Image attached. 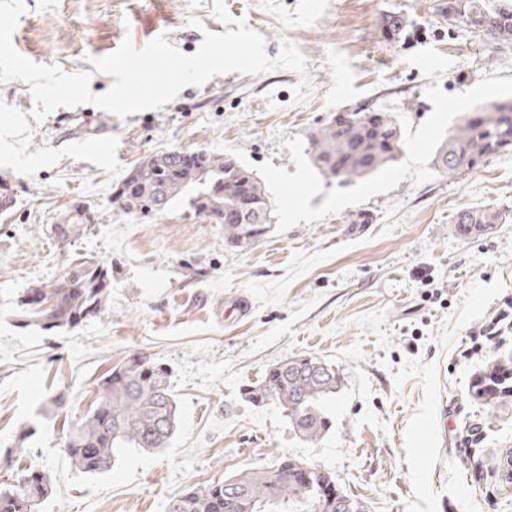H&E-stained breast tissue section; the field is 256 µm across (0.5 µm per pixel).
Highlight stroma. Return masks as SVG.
Listing matches in <instances>:
<instances>
[{
  "label": "stroma",
  "instance_id": "35a3bbf8",
  "mask_svg": "<svg viewBox=\"0 0 512 512\" xmlns=\"http://www.w3.org/2000/svg\"><path fill=\"white\" fill-rule=\"evenodd\" d=\"M445 0H224L234 21L307 60L299 75L230 72L167 104L120 118L89 103L35 121L28 84L0 81V449L45 472L43 512H167L187 485L270 466L288 455L332 473L366 512H512V402L483 405L471 384L512 356V153L457 173L433 155L467 113L512 97V50L499 53L440 15ZM13 34L32 62L111 77L92 61L130 40L163 36L195 53L225 32L213 0H24ZM400 13L405 32L380 20ZM393 113L402 154L352 183L310 163L311 133L339 112ZM173 148L234 156L272 199L271 232L252 248L187 203L159 218L110 203L144 156ZM94 222L69 244L50 234L67 204ZM471 208L502 212L481 236L455 231ZM368 223H356L357 214ZM79 257L112 268L104 312L70 330L23 325L18 299L56 282ZM169 368L179 424L169 447L124 451L84 474L62 451L65 420L87 412L101 376L127 356ZM315 356L341 376L326 403L332 426L315 444L280 407L248 399L267 369Z\"/></svg>",
  "mask_w": 512,
  "mask_h": 512
}]
</instances>
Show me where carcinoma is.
Returning <instances> with one entry per match:
<instances>
[{
	"label": "carcinoma",
	"mask_w": 512,
	"mask_h": 512,
	"mask_svg": "<svg viewBox=\"0 0 512 512\" xmlns=\"http://www.w3.org/2000/svg\"><path fill=\"white\" fill-rule=\"evenodd\" d=\"M486 20L476 34L499 47L512 45V6L490 9L484 0H448V24L467 22L468 16ZM311 161L329 179L354 182L369 178L392 165L402 151L399 121L388 112L364 110L339 113L311 134ZM512 151V99L477 107L464 116L438 148L433 164L441 172L474 169L490 157ZM247 196L264 221L239 212ZM185 200L196 212L224 224V243L248 248L269 233L274 205L261 179L224 153L169 150L154 153L137 163L126 178V192L115 194L114 209L127 215L151 216L166 212ZM76 205L51 232L61 243L82 236L92 216L76 218ZM224 216L220 221L217 216ZM501 220L490 209H468L456 219V231L475 237ZM40 284L26 291L22 311L36 325L47 329L72 328L98 315L109 301L108 271L97 261H82L55 289V302L46 306V289ZM477 380L486 385L478 397L487 405L512 401V358L497 359ZM336 370L316 357L288 359L271 366L264 381L247 391L248 398L273 402L287 414L294 430L307 442L321 440L330 430L325 402L336 394ZM178 427V406L167 368L147 357L134 355L112 369L100 382L94 407L75 422L63 441V452L84 474H103L128 448L147 452L166 448ZM299 461L281 455L273 466L241 472L224 480L193 483L174 497L168 512H336L321 492V484L335 482L331 473L298 471ZM51 493L49 477L20 469L11 482L0 487V512H40Z\"/></svg>",
	"instance_id": "cac0c4a2"
}]
</instances>
